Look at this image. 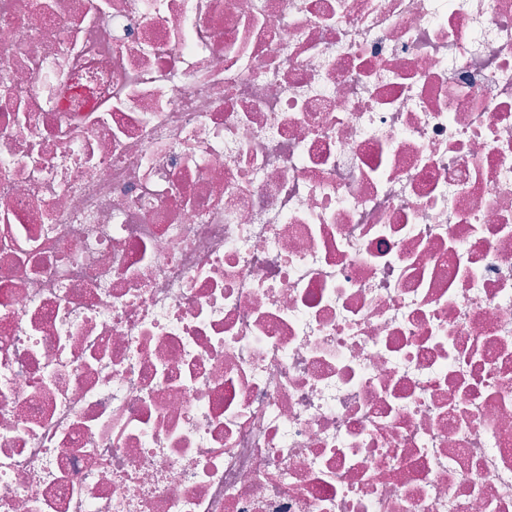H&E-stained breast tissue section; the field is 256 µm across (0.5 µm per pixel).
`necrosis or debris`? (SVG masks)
Wrapping results in <instances>:
<instances>
[{"label": "necrosis or debris", "instance_id": "4bbe7bcc", "mask_svg": "<svg viewBox=\"0 0 512 512\" xmlns=\"http://www.w3.org/2000/svg\"><path fill=\"white\" fill-rule=\"evenodd\" d=\"M0 512H512V0H0Z\"/></svg>", "mask_w": 512, "mask_h": 512}]
</instances>
